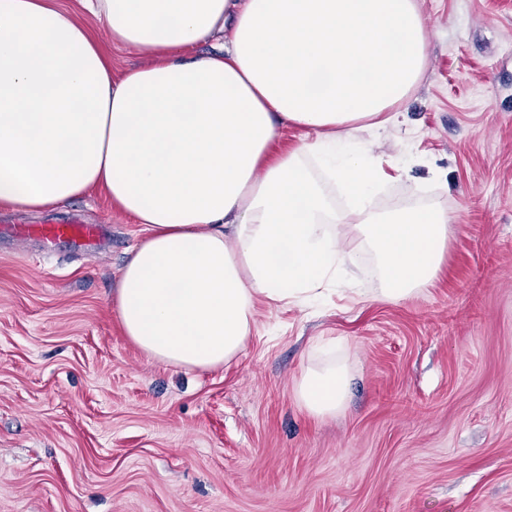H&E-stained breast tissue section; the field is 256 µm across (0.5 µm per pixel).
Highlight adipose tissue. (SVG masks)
I'll use <instances>...</instances> for the list:
<instances>
[{"instance_id":"1","label":"adipose tissue","mask_w":512,"mask_h":512,"mask_svg":"<svg viewBox=\"0 0 512 512\" xmlns=\"http://www.w3.org/2000/svg\"><path fill=\"white\" fill-rule=\"evenodd\" d=\"M80 5L0 0V206L39 213L101 188L144 225L113 299L142 351L222 365L244 348L257 302L305 305L367 261L376 299L432 284L447 211H375L377 188L406 166L357 138L397 122L426 67L418 0ZM82 12L144 63L113 76ZM212 40L221 52L187 57ZM288 126L305 141L270 157ZM348 387L346 359L332 356L302 370L293 397L332 418Z\"/></svg>"}]
</instances>
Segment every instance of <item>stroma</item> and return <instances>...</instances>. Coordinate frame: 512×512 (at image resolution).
<instances>
[{"label":"stroma","mask_w":512,"mask_h":512,"mask_svg":"<svg viewBox=\"0 0 512 512\" xmlns=\"http://www.w3.org/2000/svg\"><path fill=\"white\" fill-rule=\"evenodd\" d=\"M425 73L385 149L411 162L375 199L448 212L434 282L310 307L257 304L224 365L186 369L125 336L112 292L142 227L106 191L0 207V512H512V0H419ZM98 224L45 246L16 225ZM335 341L346 408L292 400Z\"/></svg>","instance_id":"35a3bbf8"}]
</instances>
